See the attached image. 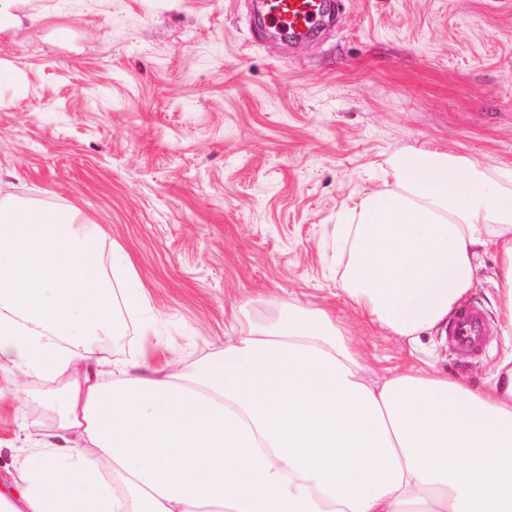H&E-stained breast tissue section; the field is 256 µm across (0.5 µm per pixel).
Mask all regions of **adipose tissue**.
Listing matches in <instances>:
<instances>
[{
  "instance_id": "1",
  "label": "adipose tissue",
  "mask_w": 512,
  "mask_h": 512,
  "mask_svg": "<svg viewBox=\"0 0 512 512\" xmlns=\"http://www.w3.org/2000/svg\"><path fill=\"white\" fill-rule=\"evenodd\" d=\"M353 223L341 292L387 335L448 322L485 253L512 350V166L446 152L388 162ZM104 233L79 211L0 206V406L25 431L0 512H512V353L475 386L433 364L369 377L327 310L233 312L223 348L167 371L113 361L143 289L103 274Z\"/></svg>"
}]
</instances>
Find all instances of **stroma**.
I'll return each mask as SVG.
<instances>
[{
  "label": "stroma",
  "mask_w": 512,
  "mask_h": 512,
  "mask_svg": "<svg viewBox=\"0 0 512 512\" xmlns=\"http://www.w3.org/2000/svg\"><path fill=\"white\" fill-rule=\"evenodd\" d=\"M253 0H29L0 33V181L11 204L79 209L128 254L154 334L116 355L153 369L224 345L232 308L330 310L372 377L426 360L482 383L505 356L484 255L468 302L489 336L449 352L409 343L345 303L335 227L385 180L389 158L447 151L512 165V0H340L291 46Z\"/></svg>",
  "instance_id": "obj_1"
}]
</instances>
